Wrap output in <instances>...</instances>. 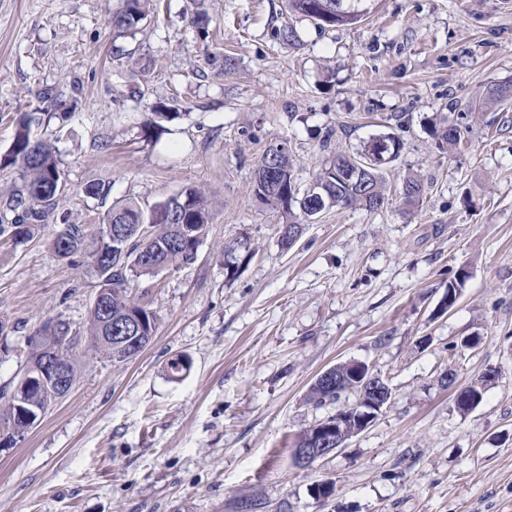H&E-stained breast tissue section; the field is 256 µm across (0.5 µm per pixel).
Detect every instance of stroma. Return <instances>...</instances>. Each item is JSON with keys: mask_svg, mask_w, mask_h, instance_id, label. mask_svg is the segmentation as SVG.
Returning <instances> with one entry per match:
<instances>
[{"mask_svg": "<svg viewBox=\"0 0 512 512\" xmlns=\"http://www.w3.org/2000/svg\"><path fill=\"white\" fill-rule=\"evenodd\" d=\"M120 7L0 0V155L16 114L35 113L65 182L55 213L92 238L115 202L147 208L192 185L212 221L194 263L135 281L157 317L149 346L83 358L70 392L0 447V512H512V105L467 116L456 151L433 136L452 104L512 80V0H379L356 26L297 22L296 48L274 35L284 0H165L121 36ZM156 112L174 118L145 137ZM388 133L403 147L383 171L387 207L324 212L282 249L279 213L253 192L266 148L287 141L304 191L329 151ZM411 173L430 186L414 209L398 195ZM57 229L0 236L2 384L26 336L55 317L84 325L98 291L87 257L52 254ZM452 281L459 298L439 312ZM349 361L385 378L391 402L297 468L298 435L355 400L318 406L308 389ZM490 369L460 411L444 376L462 387Z\"/></svg>", "mask_w": 512, "mask_h": 512, "instance_id": "stroma-1", "label": "stroma"}]
</instances>
